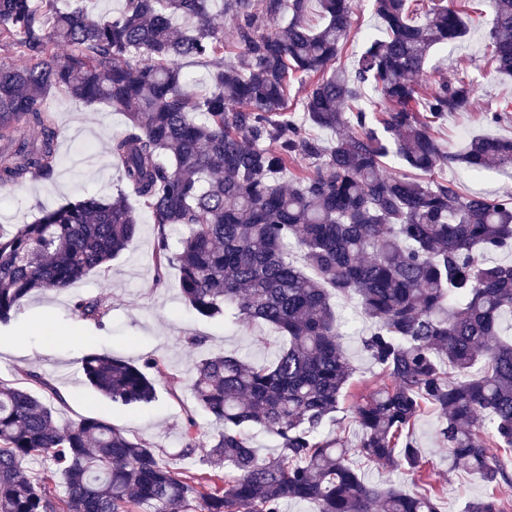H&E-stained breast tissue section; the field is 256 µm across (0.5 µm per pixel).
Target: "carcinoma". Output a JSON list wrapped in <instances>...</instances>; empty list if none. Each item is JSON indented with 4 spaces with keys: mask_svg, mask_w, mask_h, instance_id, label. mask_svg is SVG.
Masks as SVG:
<instances>
[{
    "mask_svg": "<svg viewBox=\"0 0 512 512\" xmlns=\"http://www.w3.org/2000/svg\"><path fill=\"white\" fill-rule=\"evenodd\" d=\"M375 3L386 36L366 38L347 68L336 60L351 37L353 0H223L239 45L228 59L212 0H124L115 14L95 13L90 0H0V49L26 58L0 68V187L55 175L60 131L43 107L47 91L124 113L110 159L150 212L156 284L174 265L198 315L230 312L281 333L267 364L207 352L191 370L194 407L222 424L206 436L188 411L182 425L184 455L206 449L203 492L155 446L106 421H60L64 399L49 380L28 374L33 390L0 381V512H282L288 501L310 512H440L445 484L412 435L429 410L450 459L486 489L466 512H512V340L500 331L512 314V264L485 258L512 247V196L431 179L453 161L474 173L511 167L512 138L474 135L455 151L434 134L476 99L461 77L429 90L418 81L434 49L467 35L461 5ZM490 3V62L512 75V0ZM314 4L318 28L307 23ZM177 19L191 24L177 33ZM187 57L207 66L201 94L187 90ZM303 75L316 78L303 110L335 133L329 145L288 109L291 79ZM366 84L388 104L378 120L359 104ZM485 120L511 121L512 104ZM391 154L410 173L382 171ZM296 161L309 170L285 188L280 178ZM173 225L182 227L175 245ZM139 231L123 193L0 228V323L34 291L108 271ZM335 298L357 301L371 324L363 348L381 368L352 406L354 444L336 418L354 368ZM73 308L98 325L111 312L101 296ZM82 369L124 406L153 402L156 378L167 376L156 357L139 365L94 353ZM248 424L273 434L279 452L259 456ZM353 456L403 470L421 490L369 485ZM35 458L46 465L41 476L28 474Z\"/></svg>",
    "mask_w": 512,
    "mask_h": 512,
    "instance_id": "obj_1",
    "label": "carcinoma"
}]
</instances>
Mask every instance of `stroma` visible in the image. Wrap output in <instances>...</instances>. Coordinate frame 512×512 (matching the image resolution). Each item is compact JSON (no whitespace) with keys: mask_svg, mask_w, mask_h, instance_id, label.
I'll return each mask as SVG.
<instances>
[{"mask_svg":"<svg viewBox=\"0 0 512 512\" xmlns=\"http://www.w3.org/2000/svg\"><path fill=\"white\" fill-rule=\"evenodd\" d=\"M492 18L482 0L466 17L465 38L433 52L425 66L422 83L441 76L453 79L461 73L478 90L471 110L451 114L439 126L436 135L443 142L456 144L474 134L512 137V122L490 125L484 120L485 112L512 102V78L494 73L487 65ZM45 103L61 132L59 166L52 180L33 179L0 187V225L25 224L41 209L88 194L108 197L123 187L121 175L110 161L109 145L113 136L124 130L125 115L101 104L77 102L55 89ZM437 178L456 184L467 194H512V168H492L475 175L464 165L451 163L438 171ZM139 215V235L107 273L91 272L64 292L32 293L22 300L10 322L0 323V380L18 383L26 373H39L51 380L66 401L62 421L105 420L129 437L155 444L173 471L201 477L206 473L201 454L187 456L182 448L181 427L192 399L185 387L171 384L172 377L185 376L200 356L199 351L185 347L184 337H201L205 349H221L262 364L272 359L279 333L260 323L234 324L220 316H199L181 297L176 268L167 269L165 286H156L153 226L147 210H140ZM96 296L108 298L112 306L100 326L81 319L72 309L74 298ZM336 313L344 324V346L354 368L352 394L357 397L372 389L379 372L361 348L360 339L369 324L355 302L337 301ZM44 322L70 329L79 342L80 358H71L64 347L40 335L37 327ZM103 352L135 364L150 356L163 359L169 375L157 379L155 401L139 407L121 406L83 383L81 357ZM437 428V415L425 414L415 426L414 439L435 470L450 476L441 512H461L466 502L483 497L484 487L464 465L450 463L438 443Z\"/></svg>","mask_w":512,"mask_h":512,"instance_id":"1","label":"stroma"}]
</instances>
